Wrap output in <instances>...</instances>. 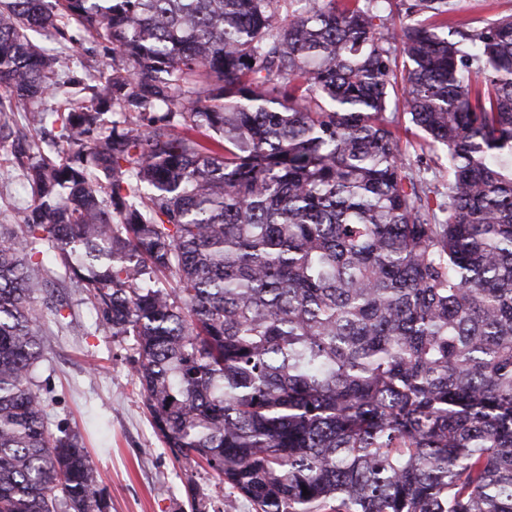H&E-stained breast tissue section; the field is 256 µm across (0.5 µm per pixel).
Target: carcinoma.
<instances>
[{
	"label": "carcinoma",
	"mask_w": 512,
	"mask_h": 512,
	"mask_svg": "<svg viewBox=\"0 0 512 512\" xmlns=\"http://www.w3.org/2000/svg\"><path fill=\"white\" fill-rule=\"evenodd\" d=\"M457 11L0 4V107L68 146L11 152L31 200L0 231V512H107L37 381L58 281L134 339L164 447L255 512H512V14ZM66 25L120 63L39 110L66 85ZM398 83L446 203L386 115Z\"/></svg>",
	"instance_id": "obj_1"
}]
</instances>
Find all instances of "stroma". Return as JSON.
I'll return each mask as SVG.
<instances>
[{
	"mask_svg": "<svg viewBox=\"0 0 512 512\" xmlns=\"http://www.w3.org/2000/svg\"><path fill=\"white\" fill-rule=\"evenodd\" d=\"M57 48L68 59L64 77L70 81L89 83L112 64V53L102 44L81 47L63 40ZM389 111L397 118L395 132L410 164L425 168L438 193H446L442 153L420 148L400 96L392 97ZM9 157L0 151V229L15 227L17 210L30 199L21 189L23 174L9 164ZM54 297L63 302L62 313L71 323L59 326L49 314L42 320L48 360L41 381L47 389V413L52 430H69L88 448L109 512H190L191 482L209 512H254L244 499L228 500L225 488L193 473L186 460L175 459L161 444L131 368L133 339L116 342L99 329L79 289L58 288Z\"/></svg>",
	"mask_w": 512,
	"mask_h": 512,
	"instance_id": "obj_1",
	"label": "stroma"
}]
</instances>
